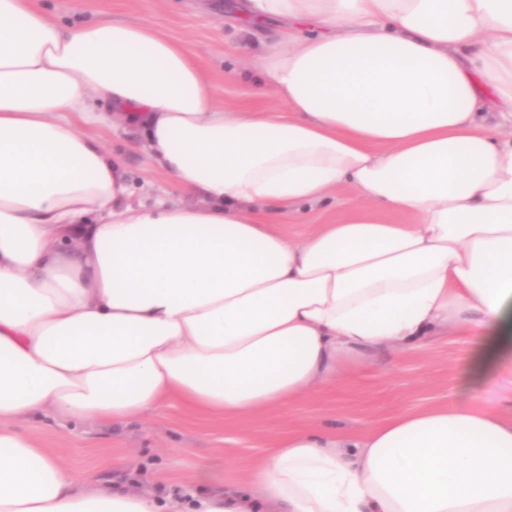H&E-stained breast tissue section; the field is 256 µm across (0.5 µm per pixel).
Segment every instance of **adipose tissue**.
<instances>
[{"mask_svg":"<svg viewBox=\"0 0 512 512\" xmlns=\"http://www.w3.org/2000/svg\"><path fill=\"white\" fill-rule=\"evenodd\" d=\"M282 21L281 104L227 112L142 22L0 0V512H512V418L453 404L358 438L308 428L242 482L91 488L20 420L224 417L335 383L365 352L464 331L512 377V0H240ZM138 127L198 200L145 204L94 128ZM355 187L332 224L269 222Z\"/></svg>","mask_w":512,"mask_h":512,"instance_id":"ef3b65f1","label":"adipose tissue"}]
</instances>
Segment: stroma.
<instances>
[{"label":"stroma","mask_w":512,"mask_h":512,"mask_svg":"<svg viewBox=\"0 0 512 512\" xmlns=\"http://www.w3.org/2000/svg\"><path fill=\"white\" fill-rule=\"evenodd\" d=\"M233 0H38L39 7L68 24L99 15L150 24L181 40L202 67L216 104L234 112L279 109L272 93L262 91L256 76L243 73L239 46L251 55L261 51V34L245 35L227 17ZM121 165L137 200L150 203L158 194L183 199V192L153 170L141 132L133 126L104 127L96 132ZM356 191L347 186L336 202L315 207L305 221H285L277 210L268 218L289 237H298L343 215ZM474 343L464 333L429 337L423 348L395 352L376 347L363 367L336 383L277 410L248 419L216 418L175 405L145 419L122 424L87 423L60 427L50 418L23 421V429L93 487L124 493L175 490L194 484L201 464L224 463L225 486L237 485L247 465L267 456L295 430L319 425L344 435H358L403 412H422L453 402L494 406L512 417V382L503 378L466 386Z\"/></svg>","instance_id":"obj_1"}]
</instances>
